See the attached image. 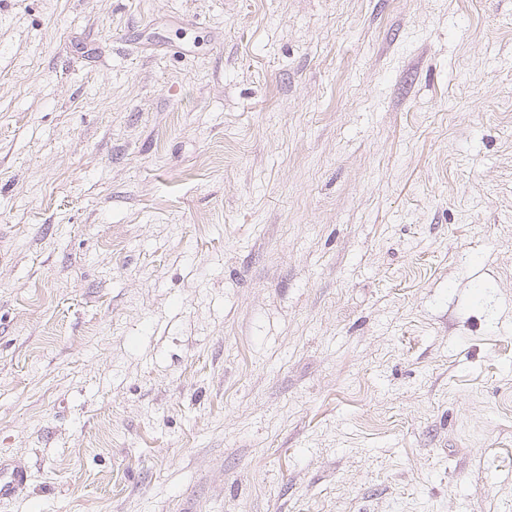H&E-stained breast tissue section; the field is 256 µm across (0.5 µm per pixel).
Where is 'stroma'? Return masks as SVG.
<instances>
[{
  "label": "stroma",
  "mask_w": 512,
  "mask_h": 512,
  "mask_svg": "<svg viewBox=\"0 0 512 512\" xmlns=\"http://www.w3.org/2000/svg\"><path fill=\"white\" fill-rule=\"evenodd\" d=\"M0 512H512V0H0ZM30 480L31 474L25 465L6 463L0 458V501L11 499L26 488Z\"/></svg>",
  "instance_id": "stroma-1"
}]
</instances>
